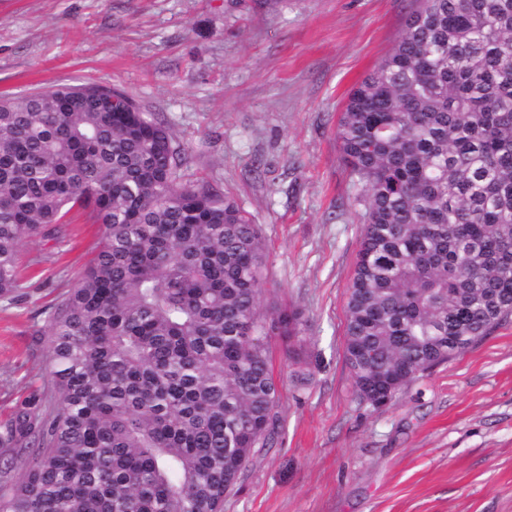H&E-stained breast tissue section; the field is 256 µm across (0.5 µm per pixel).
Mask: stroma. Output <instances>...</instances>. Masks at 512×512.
Here are the masks:
<instances>
[{
    "instance_id": "1",
    "label": "stroma",
    "mask_w": 512,
    "mask_h": 512,
    "mask_svg": "<svg viewBox=\"0 0 512 512\" xmlns=\"http://www.w3.org/2000/svg\"><path fill=\"white\" fill-rule=\"evenodd\" d=\"M414 0H0V94L96 83L163 119L184 174L263 232L264 303L303 314L298 355L272 337L279 433L254 449L224 512H512V320L392 403L355 391L345 306L365 208L336 123ZM102 236L71 212L19 248L0 299V423L56 406L46 319Z\"/></svg>"
}]
</instances>
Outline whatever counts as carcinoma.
<instances>
[{"instance_id": "obj_1", "label": "carcinoma", "mask_w": 512, "mask_h": 512, "mask_svg": "<svg viewBox=\"0 0 512 512\" xmlns=\"http://www.w3.org/2000/svg\"><path fill=\"white\" fill-rule=\"evenodd\" d=\"M124 91L0 96V297L19 246L72 210L103 227L49 314L58 408L0 433V512H224L278 432L266 244L231 196L183 178L184 149ZM364 224L344 357L378 407L512 318V0H422L336 127Z\"/></svg>"}]
</instances>
